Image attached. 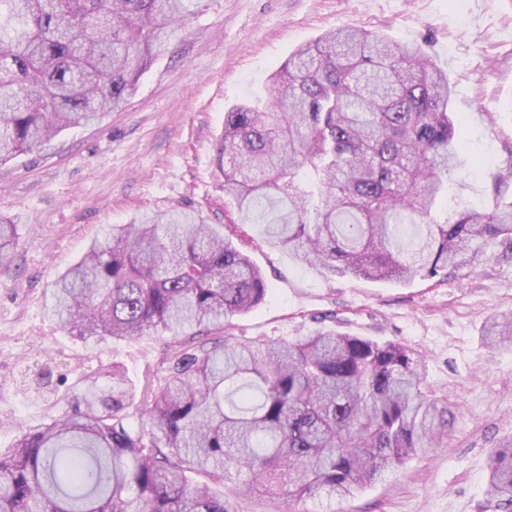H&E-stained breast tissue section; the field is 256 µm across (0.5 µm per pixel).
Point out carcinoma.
<instances>
[{"mask_svg": "<svg viewBox=\"0 0 512 512\" xmlns=\"http://www.w3.org/2000/svg\"><path fill=\"white\" fill-rule=\"evenodd\" d=\"M190 2L0 0V162L122 108ZM451 98L421 46L328 32L271 74L264 100L224 113V197L243 221L287 206L271 234L330 278H434L497 244L512 260V161L486 205L448 208L463 125ZM17 242L0 221V267ZM267 295L260 268L198 216L146 214L93 241L47 313L86 342L155 336L162 357L135 384L116 365L84 376L74 412L0 451V512H229L226 482L288 512L350 497L442 442L453 415L415 350L332 327L236 336L232 319ZM486 339L511 343L512 318L490 319ZM485 495L512 509V448L493 453Z\"/></svg>", "mask_w": 512, "mask_h": 512, "instance_id": "obj_1", "label": "carcinoma"}]
</instances>
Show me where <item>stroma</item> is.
<instances>
[{
  "label": "stroma",
  "instance_id": "stroma-1",
  "mask_svg": "<svg viewBox=\"0 0 512 512\" xmlns=\"http://www.w3.org/2000/svg\"><path fill=\"white\" fill-rule=\"evenodd\" d=\"M187 24L142 75L124 110L62 131L0 163V220L15 225L14 264L0 269V450L70 409L80 369L118 364L138 380L161 343L83 341L45 310L46 290L109 225L141 212L190 210L264 271L269 298L234 317L239 336L291 340L334 313L339 331L405 344L427 358L428 384L455 416L444 446L343 501L307 498L291 512H486L490 456L512 445V346L490 349L488 318L512 315V261L488 257L408 284L326 277L240 222L217 166L224 114L263 96L301 44L352 27L421 45L466 118L449 194L486 202L490 174L512 158V0H195ZM50 366L55 396L22 390Z\"/></svg>",
  "mask_w": 512,
  "mask_h": 512
}]
</instances>
